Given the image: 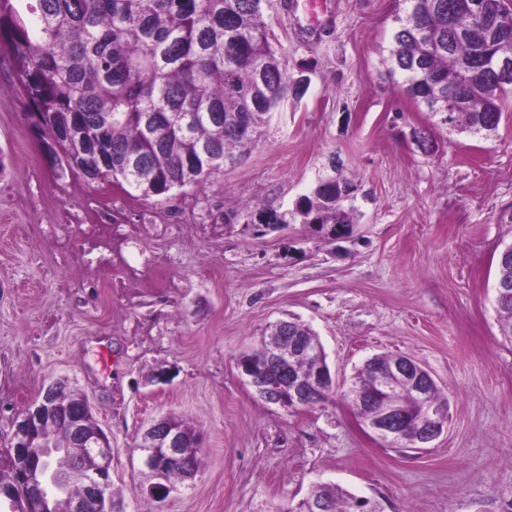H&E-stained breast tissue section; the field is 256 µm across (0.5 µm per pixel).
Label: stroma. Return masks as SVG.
<instances>
[{"label": "stroma", "mask_w": 512, "mask_h": 512, "mask_svg": "<svg viewBox=\"0 0 512 512\" xmlns=\"http://www.w3.org/2000/svg\"><path fill=\"white\" fill-rule=\"evenodd\" d=\"M395 0H263L303 97L240 163L143 199L60 170L0 53V470L13 418L64 380L112 441L119 512H292L313 483L381 512H501L512 499V344L497 255L512 242V99L487 139L449 133L390 75ZM425 131L423 151L414 139ZM349 235L261 229L330 174ZM318 334L333 376L414 358L450 402L431 447H385L340 396L287 411L237 367L267 328ZM174 414L201 437L195 477L139 489L137 435ZM512 250L511 244H509L505 251L504 256ZM507 279L511 285L509 288L510 294H508V286L502 285L500 293L508 294L504 297H499L497 293V285L503 280ZM495 304L496 310L500 315V335L504 341L512 344V256L502 257L501 251L498 253L497 264H496V282H495Z\"/></svg>", "instance_id": "1"}]
</instances>
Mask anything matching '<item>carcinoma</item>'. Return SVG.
<instances>
[{
    "label": "carcinoma",
    "mask_w": 512,
    "mask_h": 512,
    "mask_svg": "<svg viewBox=\"0 0 512 512\" xmlns=\"http://www.w3.org/2000/svg\"><path fill=\"white\" fill-rule=\"evenodd\" d=\"M263 0H0V46L18 72L27 106L38 118L45 150L60 151L67 167L93 181L127 185L143 198L201 184L207 172L233 163L256 143L272 108L288 92L263 20ZM450 0H397L389 60L403 92L451 124L458 133L486 139L496 132L512 84L499 85L478 66L485 56L512 58V27L487 35L475 30L465 9L448 13ZM461 97L448 105V89ZM349 183L322 179L291 211H272L264 226L295 220L329 237L350 232L352 209L344 202ZM500 335L512 344V293L495 297ZM269 334L284 337L291 371L306 378L312 367L296 344L318 338L295 321ZM263 347L238 359V367L261 374ZM391 402L408 417L409 448L421 426L411 390L399 388ZM43 433L58 455L66 447V420ZM172 464L166 479L185 481L198 471ZM0 488L11 512H69L62 500L40 504L26 495L15 464L0 471ZM327 512H379L358 506L355 496L315 483L299 512L312 501Z\"/></svg>",
    "instance_id": "carcinoma-1"
}]
</instances>
